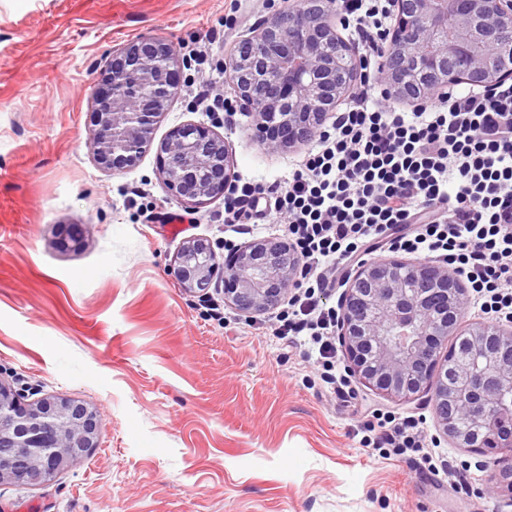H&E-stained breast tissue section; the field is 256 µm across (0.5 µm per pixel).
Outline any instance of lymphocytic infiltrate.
Returning <instances> with one entry per match:
<instances>
[{
    "instance_id": "1",
    "label": "lymphocytic infiltrate",
    "mask_w": 512,
    "mask_h": 512,
    "mask_svg": "<svg viewBox=\"0 0 512 512\" xmlns=\"http://www.w3.org/2000/svg\"><path fill=\"white\" fill-rule=\"evenodd\" d=\"M364 52L361 92L305 152L284 193L247 183L224 198V221L262 212L280 225L300 263L290 310L275 334L310 338L326 366L337 360L336 311L324 297L336 268L382 247L424 254L465 279L488 321L512 317V84L459 88L406 112L380 86L385 0H342ZM370 445L416 452L419 420L366 421Z\"/></svg>"
}]
</instances>
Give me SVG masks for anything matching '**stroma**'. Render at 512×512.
<instances>
[{
    "instance_id": "1",
    "label": "stroma",
    "mask_w": 512,
    "mask_h": 512,
    "mask_svg": "<svg viewBox=\"0 0 512 512\" xmlns=\"http://www.w3.org/2000/svg\"><path fill=\"white\" fill-rule=\"evenodd\" d=\"M282 0H0V378L27 401L85 403L97 448L42 486L0 484V512H512V494L438 430L430 395L382 396L352 379L334 395L305 345L273 332L271 313L224 302V279L183 288L174 260L190 240L224 256L251 236L224 224V200L173 197L155 150L113 174L91 148V90L113 52L166 39L185 63L182 92L154 130L212 127L237 177L285 182L298 151H267L252 117L208 111L194 91L229 94L224 60ZM187 218L169 237L163 214ZM78 249L59 247L64 226ZM424 419V456L366 448L361 410ZM470 494L457 493V481Z\"/></svg>"
}]
</instances>
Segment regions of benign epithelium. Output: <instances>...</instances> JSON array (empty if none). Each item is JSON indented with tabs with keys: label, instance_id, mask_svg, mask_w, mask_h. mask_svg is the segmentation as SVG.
I'll return each instance as SVG.
<instances>
[{
	"label": "benign epithelium",
	"instance_id": "benign-epithelium-1",
	"mask_svg": "<svg viewBox=\"0 0 512 512\" xmlns=\"http://www.w3.org/2000/svg\"><path fill=\"white\" fill-rule=\"evenodd\" d=\"M382 79L411 104L460 84L492 89L512 81V0H389ZM184 62L162 38H140L112 56L92 91L96 163L120 172L153 143L157 118L178 98ZM236 106L253 116V137L279 152L306 145L358 79L354 46L336 27L335 0H287L224 61ZM159 173L180 201L221 197L235 179L233 150L210 127L173 128L157 147ZM189 291L209 287L217 255L206 239L174 261ZM299 272L288 241L255 239L224 257V301L242 314L277 307ZM467 286L430 260L388 256L360 264L342 293L337 335L351 372L390 399L432 393L443 433L458 447L507 464L492 487L512 491V318L463 330ZM458 336L470 358L447 346ZM100 420L56 397L19 401L0 383V482L40 486L97 447Z\"/></svg>",
	"mask_w": 512,
	"mask_h": 512
}]
</instances>
